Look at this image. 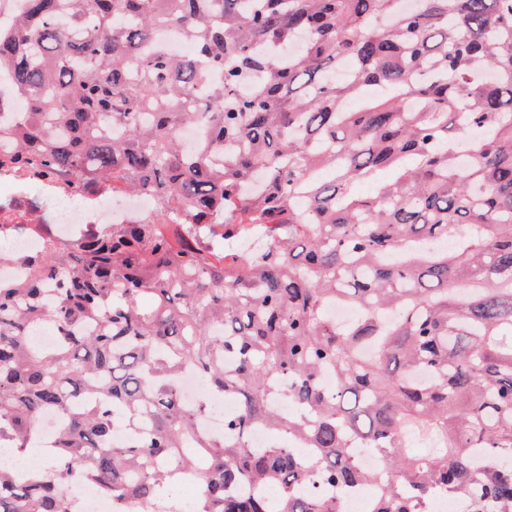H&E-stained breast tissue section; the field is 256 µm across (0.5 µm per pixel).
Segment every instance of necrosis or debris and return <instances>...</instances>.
<instances>
[{
	"label": "necrosis or debris",
	"mask_w": 512,
	"mask_h": 512,
	"mask_svg": "<svg viewBox=\"0 0 512 512\" xmlns=\"http://www.w3.org/2000/svg\"><path fill=\"white\" fill-rule=\"evenodd\" d=\"M88 176L28 177L0 167V247L40 255L73 248L90 233L110 234L126 224H151L160 210L151 193H96Z\"/></svg>",
	"instance_id": "4bbe7bcc"
}]
</instances>
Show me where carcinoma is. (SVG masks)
Returning a JSON list of instances; mask_svg holds the SVG:
<instances>
[{"label": "carcinoma", "mask_w": 512, "mask_h": 512, "mask_svg": "<svg viewBox=\"0 0 512 512\" xmlns=\"http://www.w3.org/2000/svg\"><path fill=\"white\" fill-rule=\"evenodd\" d=\"M21 3L0 69L25 118L0 166L107 174L164 210L0 282V448L22 455L42 414L62 417L46 467H0V512H82L73 481L166 512L186 475L197 512H338L308 483L371 486V512H430L436 494L512 512V0ZM169 28L185 51L154 42ZM175 216L220 236L265 224L273 247H180ZM336 302L358 319L336 325ZM45 323L49 349L30 335ZM184 371L237 399L236 441L198 429ZM261 426L276 438L249 447ZM410 433L441 450L409 453ZM360 448L386 467L362 469Z\"/></svg>", "instance_id": "obj_1"}]
</instances>
